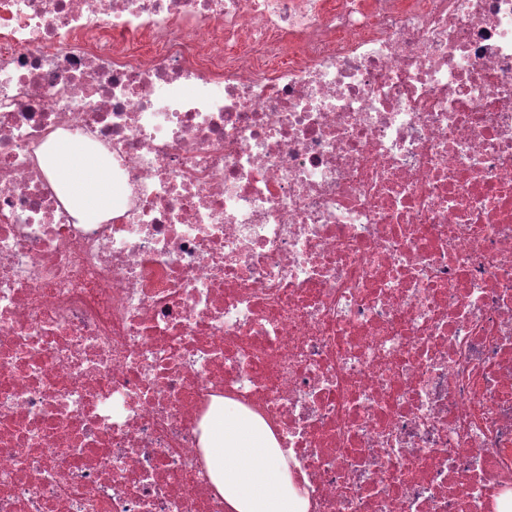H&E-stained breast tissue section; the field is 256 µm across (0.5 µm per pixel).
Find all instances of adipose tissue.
Listing matches in <instances>:
<instances>
[{
  "instance_id": "adipose-tissue-1",
  "label": "adipose tissue",
  "mask_w": 512,
  "mask_h": 512,
  "mask_svg": "<svg viewBox=\"0 0 512 512\" xmlns=\"http://www.w3.org/2000/svg\"><path fill=\"white\" fill-rule=\"evenodd\" d=\"M41 164L83 223L111 214L122 194L105 162L78 145L51 141ZM201 444L228 512H306L307 502L288 487L287 454L258 416L237 413L215 399Z\"/></svg>"
}]
</instances>
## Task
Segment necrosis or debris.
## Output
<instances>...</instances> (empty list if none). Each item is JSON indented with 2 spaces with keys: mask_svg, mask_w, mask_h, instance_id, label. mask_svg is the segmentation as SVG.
I'll return each instance as SVG.
<instances>
[{
  "mask_svg": "<svg viewBox=\"0 0 512 512\" xmlns=\"http://www.w3.org/2000/svg\"><path fill=\"white\" fill-rule=\"evenodd\" d=\"M216 396L307 512H512V0H0V512H225ZM41 164L83 223L94 224L103 215H112L122 188L112 183V172L104 161L84 153L76 144L53 140L42 154Z\"/></svg>",
  "mask_w": 512,
  "mask_h": 512,
  "instance_id": "1",
  "label": "necrosis or debris"
}]
</instances>
